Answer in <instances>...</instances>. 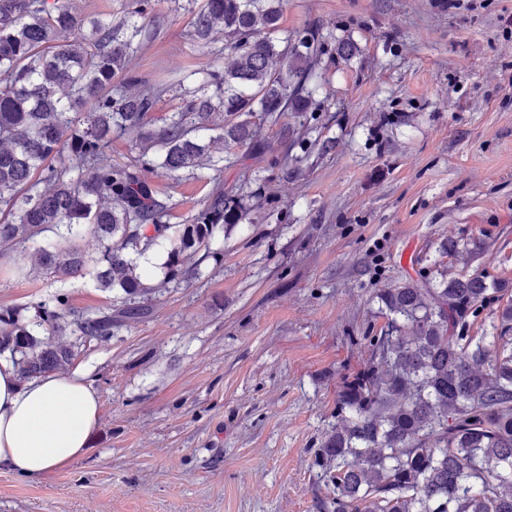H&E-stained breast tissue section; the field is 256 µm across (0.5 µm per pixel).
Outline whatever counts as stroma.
Here are the masks:
<instances>
[{"instance_id": "stroma-1", "label": "stroma", "mask_w": 512, "mask_h": 512, "mask_svg": "<svg viewBox=\"0 0 512 512\" xmlns=\"http://www.w3.org/2000/svg\"><path fill=\"white\" fill-rule=\"evenodd\" d=\"M190 6L159 0L129 65L139 85L228 65L223 39L192 42ZM510 14L512 0H287L281 31L317 26L352 56L323 55L319 110L264 125L223 171L154 178L172 223L218 184L243 219L199 275L150 270L151 316L82 351L72 370L101 401L89 448L39 482L0 471V512H323L314 452L370 355L364 331L386 322L378 289L440 262L512 290ZM283 154L297 172L271 167ZM447 240L462 251L441 254ZM49 291L0 260V308ZM67 291L81 309L124 303L88 276Z\"/></svg>"}]
</instances>
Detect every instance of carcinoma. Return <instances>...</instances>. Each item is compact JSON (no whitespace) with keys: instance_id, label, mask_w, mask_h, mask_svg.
Returning <instances> with one entry per match:
<instances>
[{"instance_id":"carcinoma-1","label":"carcinoma","mask_w":512,"mask_h":512,"mask_svg":"<svg viewBox=\"0 0 512 512\" xmlns=\"http://www.w3.org/2000/svg\"><path fill=\"white\" fill-rule=\"evenodd\" d=\"M285 0H202L194 39L222 30L233 58L177 78L182 106L155 128L150 113L170 88L133 93L127 68L152 22V0H126L118 17L89 24L70 0H0V248L40 237L32 267L52 283L89 274L129 303L73 308L61 289L0 310V358L29 381L74 364L82 349L151 307L129 257L167 244L165 279L197 271L210 243L243 214L221 188L190 224H172L152 177L179 179L218 144L251 145L261 125L316 109L318 64L347 55L318 29L276 36ZM136 134V163L112 162V137ZM92 236L98 253L79 241ZM505 289L448 269L380 290L388 322L364 340L370 357L336 393V425L315 450L332 485L328 512H512V298L474 336L467 318Z\"/></svg>"}]
</instances>
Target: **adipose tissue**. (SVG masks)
Wrapping results in <instances>:
<instances>
[{"label":"adipose tissue","instance_id":"1","mask_svg":"<svg viewBox=\"0 0 512 512\" xmlns=\"http://www.w3.org/2000/svg\"><path fill=\"white\" fill-rule=\"evenodd\" d=\"M100 421L97 392L79 375L20 382L0 363V469L31 481L83 455Z\"/></svg>","mask_w":512,"mask_h":512}]
</instances>
